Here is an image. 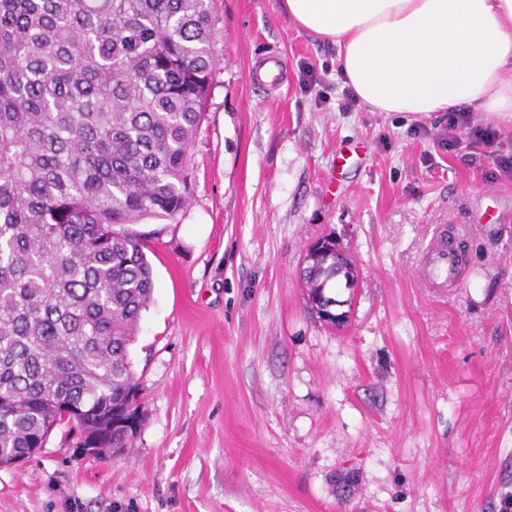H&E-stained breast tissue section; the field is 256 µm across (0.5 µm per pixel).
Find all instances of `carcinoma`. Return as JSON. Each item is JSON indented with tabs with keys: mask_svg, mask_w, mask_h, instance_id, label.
Masks as SVG:
<instances>
[{
	"mask_svg": "<svg viewBox=\"0 0 512 512\" xmlns=\"http://www.w3.org/2000/svg\"><path fill=\"white\" fill-rule=\"evenodd\" d=\"M216 0H0V463L50 434L126 448L129 347L152 302L126 229L188 205ZM336 280V252L304 277Z\"/></svg>",
	"mask_w": 512,
	"mask_h": 512,
	"instance_id": "obj_1",
	"label": "carcinoma"
}]
</instances>
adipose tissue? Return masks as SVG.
Here are the masks:
<instances>
[{
    "instance_id": "obj_1",
    "label": "adipose tissue",
    "mask_w": 512,
    "mask_h": 512,
    "mask_svg": "<svg viewBox=\"0 0 512 512\" xmlns=\"http://www.w3.org/2000/svg\"><path fill=\"white\" fill-rule=\"evenodd\" d=\"M376 112L512 113V0H281Z\"/></svg>"
}]
</instances>
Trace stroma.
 <instances>
[{
    "label": "stroma",
    "instance_id": "1",
    "mask_svg": "<svg viewBox=\"0 0 512 512\" xmlns=\"http://www.w3.org/2000/svg\"><path fill=\"white\" fill-rule=\"evenodd\" d=\"M217 18L190 204L135 227L155 282L129 349L143 423L104 458L53 431L0 467V512H505L512 118L471 112L500 135L472 154L444 113L344 108L336 46L280 0H217ZM271 54L276 85L252 82ZM441 226L459 288L416 276ZM326 236L357 274L330 287L353 301L339 329L301 276Z\"/></svg>",
    "mask_w": 512,
    "mask_h": 512
}]
</instances>
